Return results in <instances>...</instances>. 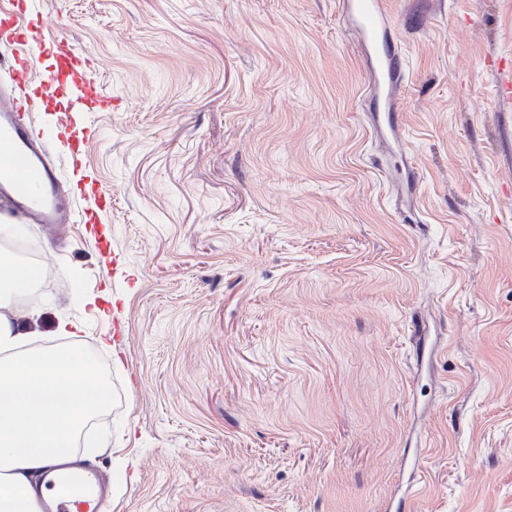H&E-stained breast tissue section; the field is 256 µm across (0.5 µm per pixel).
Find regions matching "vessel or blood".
I'll use <instances>...</instances> for the list:
<instances>
[{
    "label": "vessel or blood",
    "mask_w": 512,
    "mask_h": 512,
    "mask_svg": "<svg viewBox=\"0 0 512 512\" xmlns=\"http://www.w3.org/2000/svg\"><path fill=\"white\" fill-rule=\"evenodd\" d=\"M360 41L374 44L383 35V0H351ZM0 38L13 45L7 69L12 77L10 89H0V212L7 218H20L33 224L91 223L95 213L75 209L63 202L57 167L50 162L47 146L35 137L31 126L17 118L22 105L16 89L31 79V58L42 53L46 42L29 41L22 18L0 29ZM56 67L41 82L42 94L64 103L69 114L94 111L104 95L97 87L77 83L75 74L84 59L75 50L55 49ZM370 75L383 92L390 94L403 77V63L393 52L376 56ZM50 497L43 501V512H102L110 495L108 484L91 468L76 472L66 464H52L43 473Z\"/></svg>",
    "instance_id": "vessel-or-blood-1"
}]
</instances>
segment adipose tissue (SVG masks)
<instances>
[{
	"mask_svg": "<svg viewBox=\"0 0 512 512\" xmlns=\"http://www.w3.org/2000/svg\"><path fill=\"white\" fill-rule=\"evenodd\" d=\"M41 278L29 263L0 259V512H39L31 481L69 455L82 426L109 402L96 361L59 324L66 345L45 349L26 304Z\"/></svg>",
	"mask_w": 512,
	"mask_h": 512,
	"instance_id": "ef3b65f1",
	"label": "adipose tissue"
}]
</instances>
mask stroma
<instances>
[{"label":"stroma","instance_id":"35a3bbf8","mask_svg":"<svg viewBox=\"0 0 512 512\" xmlns=\"http://www.w3.org/2000/svg\"><path fill=\"white\" fill-rule=\"evenodd\" d=\"M33 0L108 98L31 307L112 379L107 512H512V0ZM404 146L377 131L388 110ZM95 305H88V298ZM357 23L360 42L374 44L379 37L384 40L385 8L382 0H353L348 5ZM371 78L383 92L391 106V90L396 88L403 77V63L393 52L387 50L383 55L371 59Z\"/></svg>","mask_w":512,"mask_h":512}]
</instances>
